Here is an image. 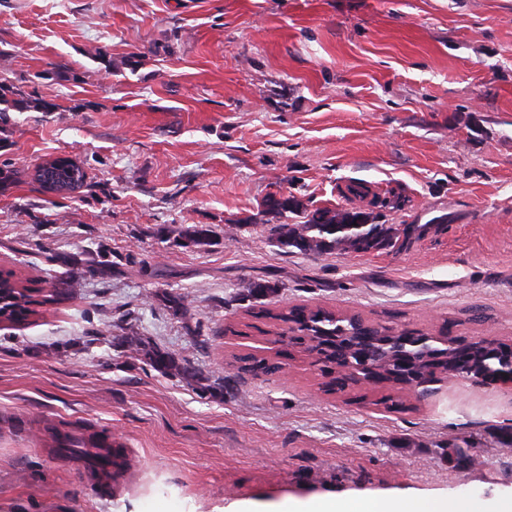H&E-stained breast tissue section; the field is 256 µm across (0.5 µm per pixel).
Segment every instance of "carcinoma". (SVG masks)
<instances>
[{
  "instance_id": "1",
  "label": "carcinoma",
  "mask_w": 512,
  "mask_h": 512,
  "mask_svg": "<svg viewBox=\"0 0 512 512\" xmlns=\"http://www.w3.org/2000/svg\"><path fill=\"white\" fill-rule=\"evenodd\" d=\"M30 108L29 102L20 97L15 88L0 82V121H8V113ZM56 179L52 182L55 190L71 186L70 172L77 174L76 188L80 189L86 182V172L77 163L66 166H51ZM303 214L305 221L300 224H282L280 219L285 214ZM262 214L267 216L265 223L270 225L271 235L283 248H293L301 252L325 253L341 250L354 253H370L388 250L406 252L411 249L419 237L431 230L425 224L419 235L414 237L410 225L376 224L372 213L361 209L316 208L312 211L294 196L276 198L271 196L265 201ZM277 286L268 281H253L246 285L247 296L260 299L275 292ZM34 304L31 289L19 286L13 280V273H0V319L10 323H21L34 313L30 305ZM256 317H268L283 324L275 332V342L284 340L298 346L305 353H311L315 346L311 342L327 344L335 349L321 372L324 375L339 374L328 383V390L344 386L345 382H360L373 375L376 383L388 382L398 384L405 379L397 373L398 356L392 354L394 346L390 345L389 328L369 323L359 316H341L322 308L311 309L306 306H294L273 314L261 309ZM457 339L439 332L429 344V350L417 351L410 359L407 374L419 383H431L440 374L455 376L459 372L456 356L460 350L454 347ZM505 344L491 340L485 347L473 343L470 356L473 360L474 375H490L502 365L499 355ZM150 364L157 370L167 372L176 370L194 380L200 389L207 391L210 386L203 384L204 377L185 366H179L173 355L161 349L152 348L147 352ZM244 369L272 373L281 366L269 362L266 358L248 356ZM87 468L100 473L104 479H116L125 467L120 454L110 448L105 453L85 457Z\"/></svg>"
}]
</instances>
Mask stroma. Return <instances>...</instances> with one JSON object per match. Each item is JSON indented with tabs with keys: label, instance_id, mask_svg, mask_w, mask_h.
<instances>
[{
	"label": "stroma",
	"instance_id": "35a3bbf8",
	"mask_svg": "<svg viewBox=\"0 0 512 512\" xmlns=\"http://www.w3.org/2000/svg\"><path fill=\"white\" fill-rule=\"evenodd\" d=\"M138 56L137 68L125 64ZM0 80L53 103L0 124V270L50 293L60 257L112 264L0 323V512H230L242 500L512 495V388L441 378L430 396L328 393L253 311L321 306L512 344V0H0ZM66 154L85 185L42 193ZM366 182L368 197L351 193ZM428 224L400 254L272 240L269 195ZM193 224L210 246L184 238ZM276 293L254 301L247 283ZM181 295L176 312L165 295ZM208 377L202 393L121 344ZM281 372L229 378L235 357ZM108 430L111 489L57 428ZM472 462L457 466V449Z\"/></svg>",
	"mask_w": 512,
	"mask_h": 512
}]
</instances>
